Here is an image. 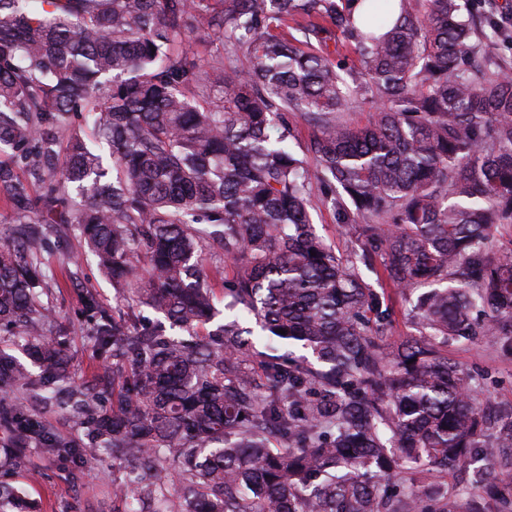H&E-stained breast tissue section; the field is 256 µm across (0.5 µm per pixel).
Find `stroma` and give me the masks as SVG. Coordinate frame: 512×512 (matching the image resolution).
<instances>
[{"label": "stroma", "mask_w": 512, "mask_h": 512, "mask_svg": "<svg viewBox=\"0 0 512 512\" xmlns=\"http://www.w3.org/2000/svg\"><path fill=\"white\" fill-rule=\"evenodd\" d=\"M318 235L343 258L360 253L358 233L351 224H340L332 209L319 206L312 212ZM58 252L45 255L48 302L62 323L70 352L69 371L74 382L97 384L111 360L100 352L82 312L81 289H95L99 299L112 304L117 296L111 282L98 270L75 229H68L58 241ZM364 279L384 297L391 313L390 341L415 335L410 314L412 299L395 289L382 276L380 261L363 269ZM448 358L468 374L471 395L478 404L499 409L512 408V349L494 336L476 342L449 341ZM131 470L125 463L104 462L85 466L74 474L70 463L43 457L37 449L25 452L21 467L8 473L9 481L24 487L38 506V512H113L112 486L124 482Z\"/></svg>", "instance_id": "35a3bbf8"}]
</instances>
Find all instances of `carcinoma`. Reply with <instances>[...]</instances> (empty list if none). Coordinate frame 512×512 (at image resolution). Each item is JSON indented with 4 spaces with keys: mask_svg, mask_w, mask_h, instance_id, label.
<instances>
[{
    "mask_svg": "<svg viewBox=\"0 0 512 512\" xmlns=\"http://www.w3.org/2000/svg\"><path fill=\"white\" fill-rule=\"evenodd\" d=\"M484 4L477 24L473 0H0V192L16 224L0 242V332L30 359L0 348V390L63 394L90 441L1 399L0 467L32 445L78 470L93 452L135 461L114 512H455L419 483L462 465L467 512L490 489L511 510L512 410L492 422L502 455L481 457L489 419L445 352L512 336V253L495 237L512 227V63L483 49L512 45V29ZM290 20L294 34H272ZM199 28L223 53L181 47ZM350 83L374 105L364 124L342 119ZM295 112L313 129L305 157ZM314 186L357 225L358 261L377 254L395 288L422 290L417 335L384 345L389 309L317 235ZM46 224L74 225L118 291L112 307L81 294L112 353L109 404L70 385L43 301ZM210 241L231 269L224 297L256 328H207ZM140 306L167 324L143 326ZM256 334L307 354L257 352Z\"/></svg>",
    "mask_w": 512,
    "mask_h": 512,
    "instance_id": "carcinoma-1",
    "label": "carcinoma"
}]
</instances>
